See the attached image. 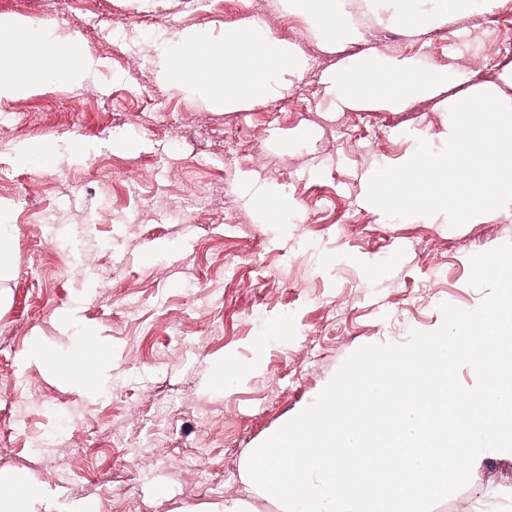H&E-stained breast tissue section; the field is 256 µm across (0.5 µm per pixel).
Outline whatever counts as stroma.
I'll use <instances>...</instances> for the list:
<instances>
[{"label": "stroma", "mask_w": 512, "mask_h": 512, "mask_svg": "<svg viewBox=\"0 0 512 512\" xmlns=\"http://www.w3.org/2000/svg\"><path fill=\"white\" fill-rule=\"evenodd\" d=\"M357 44L327 45L289 0L263 22L296 47L300 73L234 109L167 82L159 58L183 35H220L244 16H201L191 0H0V15L76 37L97 69L74 87L48 77L34 93L0 100V215L14 224L15 271L0 308V411L18 412L0 442V473L23 471L57 512H137L243 500L279 512L243 477L250 452L311 405L358 348L406 344L443 321L440 304L476 309L471 259L512 242V205L453 227L439 216H386L366 199L382 167L442 150L449 99L496 88L512 100V5L390 26L370 0H347ZM361 53L414 59L453 79L402 107L339 106L332 78ZM248 131L244 146L226 140ZM136 141L135 151L122 150ZM51 142L54 158L19 161L18 143ZM235 161L224 178L226 158ZM285 195L268 214L259 198ZM205 199L206 209L195 207ZM110 365L86 387L26 358L32 343L64 354L85 332ZM223 368L224 383L214 372ZM55 436L51 454L38 451ZM203 449L223 489L202 474L165 476L159 460ZM111 459L106 481L86 471ZM431 512H512V461L485 459Z\"/></svg>", "instance_id": "obj_1"}]
</instances>
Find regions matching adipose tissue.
I'll return each instance as SVG.
<instances>
[{
	"label": "adipose tissue",
	"mask_w": 512,
	"mask_h": 512,
	"mask_svg": "<svg viewBox=\"0 0 512 512\" xmlns=\"http://www.w3.org/2000/svg\"><path fill=\"white\" fill-rule=\"evenodd\" d=\"M344 3L297 0L298 8L322 21V36L330 45L362 39L361 29L349 17ZM394 3L391 23L413 30L427 13H434L443 22L449 15L470 10L474 0ZM262 27V22L254 19L243 26L225 28L219 38L197 30L187 32L179 50L165 57L166 77L177 85L202 87L210 104L224 108L265 96L274 76L297 73L304 61L288 42L262 34ZM94 70L93 56L75 38L30 33L21 20L0 18V99L27 94L51 75L78 87ZM451 78L448 71L416 73L407 58L384 64L374 55L361 54L337 73L336 95L344 102L365 97L398 102L409 94L428 96ZM51 365L74 381L89 384L101 376L107 361L104 348L87 333ZM0 512H55V504L28 476L15 473L0 479Z\"/></svg>",
	"instance_id": "adipose-tissue-1"
}]
</instances>
